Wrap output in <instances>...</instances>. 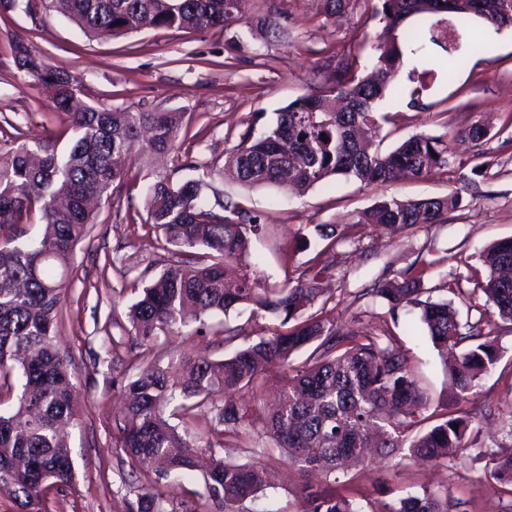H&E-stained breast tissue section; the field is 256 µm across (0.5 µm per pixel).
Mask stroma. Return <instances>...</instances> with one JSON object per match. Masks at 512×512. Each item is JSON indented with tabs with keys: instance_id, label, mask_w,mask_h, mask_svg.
I'll return each mask as SVG.
<instances>
[{
	"instance_id": "1",
	"label": "stroma",
	"mask_w": 512,
	"mask_h": 512,
	"mask_svg": "<svg viewBox=\"0 0 512 512\" xmlns=\"http://www.w3.org/2000/svg\"><path fill=\"white\" fill-rule=\"evenodd\" d=\"M377 0H352L340 18L325 19L319 0H248L245 13L231 28L191 32L146 30L119 37L89 38L57 13L51 0H38L32 13L0 0V148L33 142L44 128L62 130L63 121L50 106L51 91L31 78H20L11 53L14 39H23L32 54L51 66L84 79V101L93 107L142 112L185 113L197 133L194 155L199 162L223 166L224 155L247 128L262 130L276 112L322 82L359 44L380 28L373 8ZM288 31L275 41L268 22ZM436 78L416 108L406 105L407 80L398 74L379 103L389 121L384 149L412 135L451 137L453 156L446 172L425 178H401L364 185L334 178L295 195L278 187L249 189L220 178L215 187L267 226L252 240L250 260L269 287L297 280L312 251L323 242L315 227L343 229L350 214L371 207L383 197L400 200L442 197L459 192L461 205L439 224H426L395 236L373 229L336 246L326 291L356 295L341 302L336 318H358L370 333L388 332L416 372L433 406L452 401L448 372L422 328L417 312L399 310L390 317L384 300L365 296L381 275H393L431 262L423 278V296L452 298L461 316L478 318L476 302L483 295L471 268L492 242L512 237V30L483 31L467 49L464 64L448 68L435 60ZM485 121L490 134L479 146L458 140L457 132ZM138 187L130 198L101 205L96 224L76 252L75 276L55 327L58 345L71 360L73 397L80 411L70 430V446L78 463L72 484L52 489L43 512H129L146 479L123 465L114 448L116 418L123 400L119 383L134 376V364L166 363L171 348L135 345L127 313L139 287L158 277L174 256L161 249L155 235L139 226L145 218L140 185L162 173L161 165L143 160L135 165ZM461 291L448 295L444 281ZM215 329L201 341L203 352L220 360L234 348L224 343L223 327L239 329L250 340L270 335L279 319L265 314L229 312L209 320ZM500 360L482 382L471 405L480 441L486 448H512V323L498 332ZM226 459L266 466L275 482L262 495L287 508L304 486L320 485L319 475H304L286 458L263 457L253 443L223 451ZM447 482L450 512H512V498L492 488L471 466L449 476L440 468L396 455L389 466L377 463L360 470L351 486L360 502L389 501L420 487ZM203 472L160 482L164 508L179 512H223L221 505L200 506Z\"/></svg>"
}]
</instances>
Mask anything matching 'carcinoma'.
Instances as JSON below:
<instances>
[{
  "mask_svg": "<svg viewBox=\"0 0 512 512\" xmlns=\"http://www.w3.org/2000/svg\"><path fill=\"white\" fill-rule=\"evenodd\" d=\"M247 0H53L57 12L93 37L121 36L146 29L192 30L237 23ZM373 8L381 29L371 44V71L360 77L359 55L341 60L335 73L276 113L261 132L248 128L216 170L198 164L188 135L181 134L184 112L96 109L82 100V80L51 68L32 55L21 39L11 44L18 71L52 91V108L72 132L64 151L62 132L47 130L30 146L0 150V382L16 378L20 393L0 410V495L20 512H42L44 491L70 484L75 460L66 429L80 417L65 352L55 342V323L71 286L76 250L96 223L91 202L122 192L129 178L127 156L139 143L146 155H170L174 169L159 174L145 196L144 226L161 235L174 260L142 288L131 305L129 335L142 346L161 340L173 345L165 364L139 369L121 385L126 396L115 447L134 470L148 463L154 478L130 512H164L156 485L195 470L197 452L210 454L201 497L224 505V512H247L243 504L262 490V471L228 461L216 449L229 440L267 439L261 449L276 451L303 471L322 472L323 485L303 489L293 512H449L448 485L378 501L369 511L348 495L353 477L348 462L370 463L401 451L415 461L454 471L461 463L482 464L486 481L512 496V449L484 448L468 404L480 396L482 379L499 360L498 322L512 323V239L487 246L480 254L486 276L479 319L462 320L450 300L423 301V272L407 270L383 277L366 290L387 302L389 311L413 306L443 361H451L455 389L452 409L426 431L410 436L424 420L430 397L401 354L392 334L375 336L354 318L336 324L333 296L321 298L319 279L330 264L324 256L348 237H336L318 224L327 240L307 261L296 284L263 288L249 272L251 238L259 237L260 218L224 201L212 185L229 171L245 187L275 185L297 194L334 176L371 185L404 173L437 175L448 168L443 136L420 133L390 152L379 150L385 117L377 105L404 54L419 56L407 74L408 105H417L434 76L424 50L431 47L449 64L476 38L475 26L512 27V0H378ZM432 18L425 30L408 26ZM327 140H322V137ZM199 175L176 181L173 174ZM460 194L416 200L382 199L356 212L351 225L388 235L437 224L460 207ZM39 214L41 231L27 236L25 226ZM321 306L308 312L317 300ZM249 308L281 319L270 336L214 360L196 350L194 338L209 334L213 313ZM198 326L190 334L188 312ZM314 346L297 367L290 358ZM272 367L290 371L278 399L260 412L244 407L236 395L248 391L262 399V374ZM210 414L209 428L195 425ZM181 414L179 424L170 423Z\"/></svg>",
  "mask_w": 512,
  "mask_h": 512,
  "instance_id": "1",
  "label": "carcinoma"
}]
</instances>
